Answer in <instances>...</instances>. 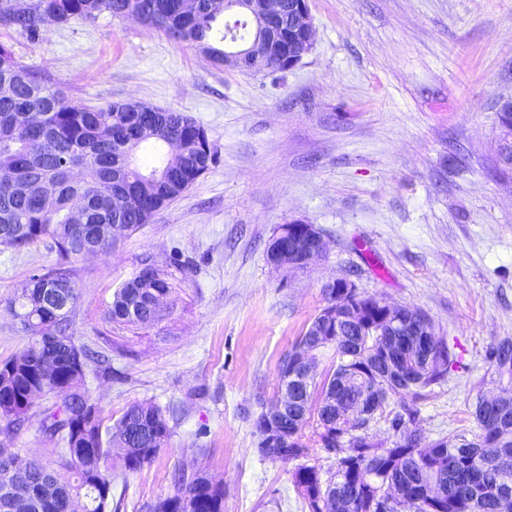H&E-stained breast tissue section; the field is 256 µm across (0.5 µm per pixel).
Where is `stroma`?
Here are the masks:
<instances>
[{"instance_id":"1","label":"stroma","mask_w":512,"mask_h":512,"mask_svg":"<svg viewBox=\"0 0 512 512\" xmlns=\"http://www.w3.org/2000/svg\"><path fill=\"white\" fill-rule=\"evenodd\" d=\"M311 51L286 70L212 65L134 18L51 24L38 39L0 31L17 60L65 83L74 104L138 100L192 116L216 160L180 198L111 250L72 258L75 329L106 363L86 387L108 419L149 402L171 437L112 489L117 512H149L173 475L224 487V512H308L295 462L258 450L253 417L279 366L327 304L326 282L423 311L458 363L407 405L428 440L472 434L478 395L498 379L487 346L512 337V168L498 110L512 98V0H309ZM315 225L324 254L274 269L278 226ZM49 243L0 246V361L26 341L10 311L30 278L57 266ZM172 285L160 320L110 322L117 288L143 264ZM29 413L0 420V447L52 464Z\"/></svg>"}]
</instances>
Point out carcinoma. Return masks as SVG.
<instances>
[{
	"label": "carcinoma",
	"instance_id": "cac0c4a2",
	"mask_svg": "<svg viewBox=\"0 0 512 512\" xmlns=\"http://www.w3.org/2000/svg\"><path fill=\"white\" fill-rule=\"evenodd\" d=\"M178 2L148 0L142 25L197 48L216 65L224 64V50L216 46L226 36V31L216 28L224 15V0H196V12L190 15L178 8ZM125 4L126 0H28L26 4L0 0V30L36 39L52 22L95 21L105 13L122 19ZM5 84L8 93H0V168L7 167L21 178L54 180L58 204L47 212L37 196H13L0 183V246L20 250L49 239L61 262L32 276L28 295L11 302L10 310L20 319L28 340L0 361V419L18 425L32 408V395L53 398L54 407L44 411L42 429L61 434L65 447L52 449L57 456L53 468L30 461L27 504L11 498L15 474L0 461V512H112V448L127 447L120 465L138 471L166 444L170 429L162 411L150 403L134 404L115 424H104L85 385V369L98 361L99 354L74 335L78 290L75 271L66 261L83 254L86 245L112 249V241L98 233L100 224H123L132 231L148 223L209 169L214 152L204 127L183 112L144 111L129 100L103 108L71 104L60 83L22 65L12 46L0 41V87ZM167 140H193L199 149L185 156L164 154L157 165L152 160L129 165L127 158L139 149L147 146L159 152ZM55 276L66 281L63 292L68 302L67 311L57 319L46 304ZM171 292L165 274L146 264L113 294L109 320L122 325L152 322L159 317L152 300ZM360 304L361 316L346 331L352 345L326 331L323 347L334 348L332 367L321 384L310 383V393L336 383V376L349 365L357 372L351 390L367 400L379 391L401 400L427 397L454 365L448 345L433 344L417 323L408 320L393 361L415 366L414 383L393 380L384 366L378 367L376 377L371 373L369 344L376 339L384 308L370 297ZM132 307L134 319L129 317ZM50 321L61 339L43 347L37 336ZM317 321L311 320L281 361L280 381L290 391L298 389L292 379L293 357L312 341ZM48 351L55 354L56 366L41 372L36 361ZM432 352L443 364L426 365ZM486 358L500 378L504 406L493 415L478 398L472 411L478 432L469 439L443 437L436 440L437 448L418 431L408 438L406 420L415 419L416 411L406 408L387 419L392 430L387 440L370 439L368 430L376 419L372 414L361 429L347 432L339 441L327 407L290 401L283 414L288 441L271 452L281 462L309 456L304 429L314 418L315 445L339 454L336 472L327 479L315 465L301 464L292 471L309 512H329L321 499L332 487L345 500L346 512H502L501 502L512 500V338L489 344ZM49 484L54 493L46 502L42 488ZM432 485L440 486L443 496L431 502L426 492ZM151 512H224V489L207 477L188 480L178 474L173 492L156 501Z\"/></svg>",
	"mask_w": 512,
	"mask_h": 512
}]
</instances>
